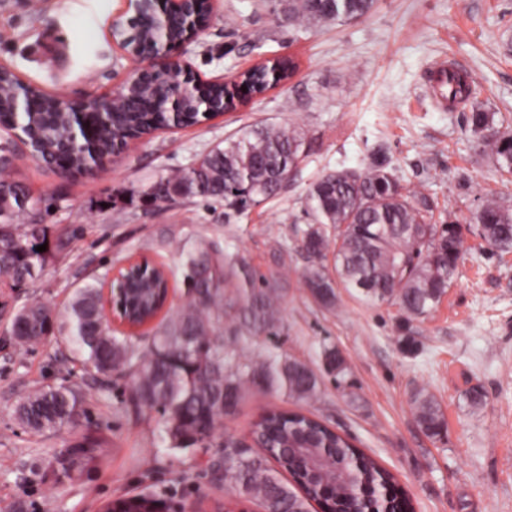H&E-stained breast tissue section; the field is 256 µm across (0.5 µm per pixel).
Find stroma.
Segmentation results:
<instances>
[{
	"label": "stroma",
	"mask_w": 512,
	"mask_h": 512,
	"mask_svg": "<svg viewBox=\"0 0 512 512\" xmlns=\"http://www.w3.org/2000/svg\"><path fill=\"white\" fill-rule=\"evenodd\" d=\"M127 16L126 0H0V65L53 98L112 97L139 73L111 36ZM178 56L204 82L281 57L294 71L222 117L130 145L93 176L59 178L14 149L15 178L50 202L42 215L50 236L73 240L66 255H48L36 278L0 297V512H109L136 498L156 512H224L240 502L214 464L222 449L171 447L157 413L133 411L126 382L101 386L60 337L21 346L8 333L15 309L61 311L89 277L139 258L168 271L169 306L183 305L180 253L198 237L220 239L282 291L274 329L240 339L238 356L273 353L310 365L319 387L304 410L390 471L415 512H512V252L465 233L447 293L429 315L410 318L341 287L335 308H320L307 294L299 247L310 185L364 169L378 145L403 190L431 200L435 224L465 221L490 194L512 205V181L500 178L471 131L473 107L439 109L427 92L431 66L446 59L477 85L481 111L512 120V0H374L357 20L308 29L279 25L262 0H215L209 28ZM256 124H293L306 138L303 160L274 197L242 214L198 200L140 205L143 189ZM282 246L288 254L277 266L271 256ZM328 350L343 358L342 373L326 371ZM64 380L81 393L85 417L42 433L25 428L17 405ZM474 390L483 397L477 405ZM420 391L442 409L443 439L416 422ZM272 407L295 404L283 392L253 389L216 433L248 440ZM88 432L107 455L55 477V455Z\"/></svg>",
	"instance_id": "stroma-1"
}]
</instances>
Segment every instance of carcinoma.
Listing matches in <instances>:
<instances>
[{
  "label": "carcinoma",
  "instance_id": "carcinoma-1",
  "mask_svg": "<svg viewBox=\"0 0 512 512\" xmlns=\"http://www.w3.org/2000/svg\"><path fill=\"white\" fill-rule=\"evenodd\" d=\"M374 0H279L288 25L309 27L342 24L367 15ZM274 70L263 68L244 77L254 90L265 91ZM174 88L136 77L112 100L68 103L23 85L0 66V118L14 119L28 132L31 156L47 166L58 160L76 170L83 166V139L71 136L65 116L76 110L106 113L108 122L94 127L102 157L110 158L119 144H129L158 128L199 123L202 108L190 100L173 114L163 103ZM467 81H448V102L477 98ZM471 130L500 177H512V127L494 114L475 111ZM305 139L295 126H252L203 154L189 168L156 181L140 198L159 202L173 199L224 201L242 213L277 194V181L297 168L305 153ZM11 147L0 149V279L16 286L41 271L48 251V226L29 214L33 199L28 188L7 174ZM308 224L301 230V249L307 266L302 274L311 299L330 310L341 286L369 304L396 303L410 317L429 314L454 281L461 259V225L432 223L433 208L422 195L402 188L384 161L374 159L363 171L340 170L314 181L305 197ZM468 230L477 233L500 253L512 252V207L487 196L471 212ZM187 302L165 309L166 276L147 265L125 293L127 318L151 325L144 349L129 335L118 336L102 319L103 282L94 279L75 289L63 313L42 304L18 310L10 323L15 343L25 345L58 335L74 358L106 379L131 382V400L139 409L155 410L164 419L165 433L174 448H229L226 462L239 495L266 512H308V501L327 512H361L371 498L394 487L393 476L366 457L345 437L320 419L302 411H267L252 429L262 453L241 448L232 439L218 441L214 428L224 416V404L237 408L249 389L261 387L288 393L295 402L315 397L318 377L307 364L278 357L243 361L235 344L248 333L257 336L277 321V289L257 278L244 260L224 257L219 242L200 239L181 260ZM233 292L239 329L225 339L214 324L224 305L225 291ZM416 420L430 437H439L445 419L436 398L424 392L413 397ZM85 409L77 389L61 382L28 395L17 407V418L33 432L53 430L76 421ZM313 444L336 458L350 478L334 481L314 475L299 449ZM102 442L85 436L61 449L55 474L69 477L86 462L103 457ZM298 486L293 489L268 466L267 458Z\"/></svg>",
  "mask_w": 512,
  "mask_h": 512
}]
</instances>
